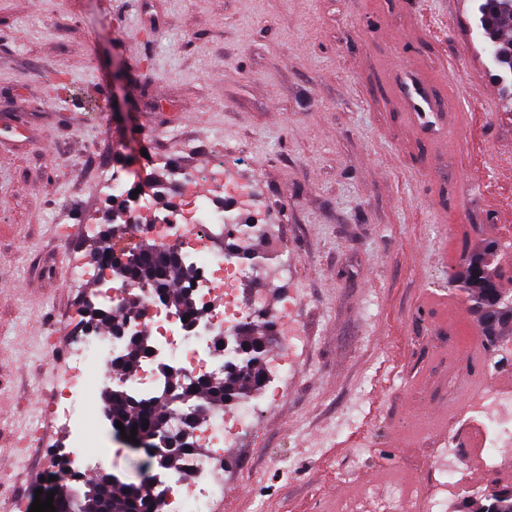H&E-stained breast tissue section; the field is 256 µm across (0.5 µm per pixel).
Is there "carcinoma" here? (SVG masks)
<instances>
[{"label":"carcinoma","mask_w":512,"mask_h":512,"mask_svg":"<svg viewBox=\"0 0 512 512\" xmlns=\"http://www.w3.org/2000/svg\"><path fill=\"white\" fill-rule=\"evenodd\" d=\"M482 18H488L494 26L497 37V49L501 57L497 64L512 73V0H483L479 5ZM112 277L137 285H147L149 293L175 309L186 322L203 318L195 301L188 300L185 291L191 287V281L197 278L196 270L187 265L183 270L179 267L167 266L156 260L147 266L123 276L110 267ZM470 302L480 306L479 322L482 333L493 336L512 325V313L500 310L485 292L482 278L476 275L472 287L465 289ZM270 342V321L251 322L248 330L240 337V344L245 347L261 344L268 346ZM147 356V346L142 338L129 340L126 351L120 359L112 363V370L122 374L137 371L141 361ZM267 378L266 360L254 356H245L237 362L236 368L220 377H208L198 380L195 384L185 386L178 381H169L168 388L148 400L136 403L130 401V393L118 385L112 388L108 401L112 408V421L123 424L126 435H131L132 428H137L135 439L139 448L156 461L164 460L165 469L179 467L182 455H170L162 441L166 438L165 431L169 413L186 410L199 404H206L215 411L224 409V397L232 392L237 399L247 397L261 387ZM148 429H143V425ZM96 480L83 481V489L77 490L78 499L69 504V512H92L98 498ZM109 494L112 496V512H160L156 508L154 497L143 491L142 487L127 484L117 476H112Z\"/></svg>","instance_id":"obj_1"}]
</instances>
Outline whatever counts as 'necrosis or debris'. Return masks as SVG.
<instances>
[{
    "label": "necrosis or debris",
    "instance_id": "4bbe7bcc",
    "mask_svg": "<svg viewBox=\"0 0 512 512\" xmlns=\"http://www.w3.org/2000/svg\"><path fill=\"white\" fill-rule=\"evenodd\" d=\"M195 183V178L183 177L178 208L165 223L135 219L125 227L128 236H149L161 247L184 252L197 271L195 303L206 311L205 318L190 327L152 295L140 294L148 316L142 323L130 320L129 326L135 330L147 328L151 353L138 373L126 379L125 385L146 399L165 388L167 371L176 372L180 382L188 385L201 377L221 373L225 362L235 360L237 338L254 314L253 307L239 298L240 285L251 279L275 277L281 261L288 258L287 250L283 249L278 258L264 266L243 263L240 254L249 250L259 225L242 224L234 216L210 210L205 197L195 192ZM122 353V343L107 334L93 332L69 341L65 351L68 367L60 389L64 399L60 416L70 437L71 464L63 472L55 466L47 468V475L57 482L81 481L82 466L91 454L84 437L89 422L78 405L88 389L101 392L111 385L112 377L104 367ZM268 405V393L260 390L240 402L233 417L222 412L210 413L205 429L197 431L194 437L196 450L183 456L178 469L162 470L151 476L152 484L166 490V512H212L214 502L229 489L228 481L217 477L221 470L217 446L230 447L251 438ZM472 411L480 419V447L490 450L512 445V390L486 391Z\"/></svg>",
    "mask_w": 512,
    "mask_h": 512
}]
</instances>
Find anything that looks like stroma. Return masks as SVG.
I'll use <instances>...</instances> for the list:
<instances>
[{
    "mask_svg": "<svg viewBox=\"0 0 512 512\" xmlns=\"http://www.w3.org/2000/svg\"><path fill=\"white\" fill-rule=\"evenodd\" d=\"M481 0H0V512H29L43 451L65 456L50 415L64 370L52 351L80 329L97 279L94 224L138 201L104 199L93 168L159 180L150 207L178 201L168 158L199 172L211 148L249 188L245 220L277 224L293 265L266 292L301 337L290 379L256 436L224 451L235 483L216 512H344L336 485L370 471L430 482L447 444L467 457L477 426L449 404L489 375L512 331L487 341L444 258L501 243L512 267V105L478 36ZM442 80L465 111L453 145L419 140L391 95V57ZM87 414L96 464L135 482L143 453ZM413 441L399 452L396 442ZM465 465L451 512L475 490L512 486V447Z\"/></svg>",
    "mask_w": 512,
    "mask_h": 512,
    "instance_id": "1",
    "label": "stroma"
}]
</instances>
